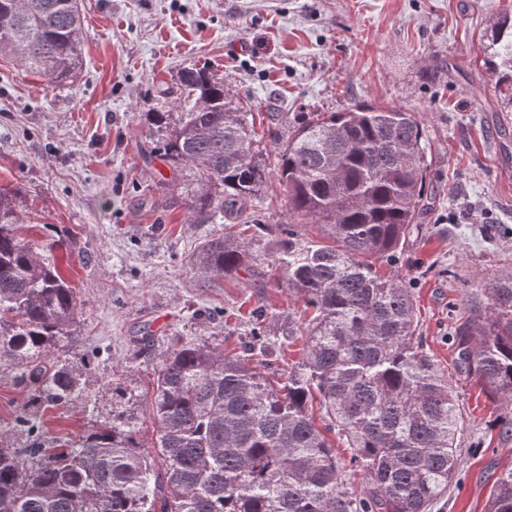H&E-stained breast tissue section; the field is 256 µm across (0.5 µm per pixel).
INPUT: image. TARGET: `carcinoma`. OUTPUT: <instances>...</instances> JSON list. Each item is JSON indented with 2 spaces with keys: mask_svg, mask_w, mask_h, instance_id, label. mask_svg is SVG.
I'll return each mask as SVG.
<instances>
[{
  "mask_svg": "<svg viewBox=\"0 0 512 512\" xmlns=\"http://www.w3.org/2000/svg\"><path fill=\"white\" fill-rule=\"evenodd\" d=\"M82 27L78 0H0V57L66 84L82 65ZM483 39L484 65L512 99L511 8L488 21ZM179 82L181 111L145 113L172 171L170 198L194 170L197 189L183 196L195 222L208 224L241 216L274 179L291 217L257 224L247 238L224 225L201 242L193 267L212 283L270 259L309 312L282 329L288 343H303L302 367L274 382L244 357L170 336L147 399L155 441L140 439L122 395L111 417L59 444L23 415L17 434L0 433V512H432L455 478L458 397L418 334L412 288L373 265L396 260L427 210L430 149L416 113L368 103L322 112L286 136L269 130L267 150L224 76L192 64ZM16 200L0 190V360L22 369L36 404L88 411L76 370L42 361L77 318L76 289L52 255L76 241L27 238ZM308 224L331 244L302 233ZM482 291L486 306L471 308L452 341L467 377L499 400L501 433L512 437V274ZM489 499L490 512H512V469Z\"/></svg>",
  "mask_w": 512,
  "mask_h": 512,
  "instance_id": "obj_1",
  "label": "carcinoma"
}]
</instances>
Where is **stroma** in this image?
Wrapping results in <instances>:
<instances>
[{
	"mask_svg": "<svg viewBox=\"0 0 512 512\" xmlns=\"http://www.w3.org/2000/svg\"><path fill=\"white\" fill-rule=\"evenodd\" d=\"M83 66L60 85L0 59V189H19L27 237L69 231L58 251L79 314L50 358L80 367L96 412L112 389L146 399L159 347L134 337L180 336L245 355L255 325L278 331L301 310L270 263L204 287L189 260L224 232L192 223L167 201L170 171L142 120L174 111L181 67L197 63L248 93L258 130H287L303 112L362 102L417 113L438 194L396 263L414 287L419 332L459 395L462 451L439 512H488L489 491L512 468L498 401L455 366L452 333L481 288L512 271V103L482 64L489 18L512 0H81ZM28 391L0 361V431L13 429ZM93 412V413H96ZM81 408L35 412L44 438L72 439L91 424Z\"/></svg>",
	"mask_w": 512,
	"mask_h": 512,
	"instance_id": "1",
	"label": "stroma"
}]
</instances>
